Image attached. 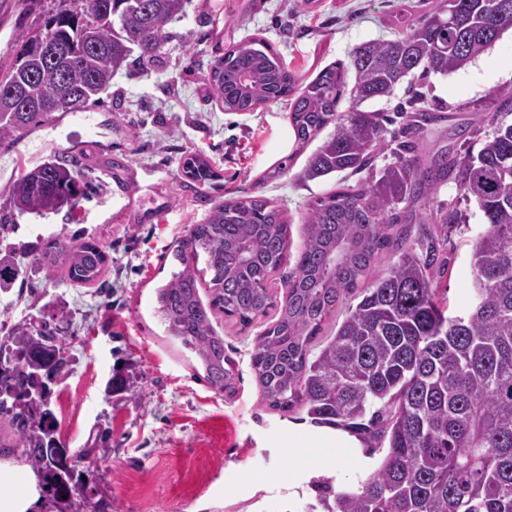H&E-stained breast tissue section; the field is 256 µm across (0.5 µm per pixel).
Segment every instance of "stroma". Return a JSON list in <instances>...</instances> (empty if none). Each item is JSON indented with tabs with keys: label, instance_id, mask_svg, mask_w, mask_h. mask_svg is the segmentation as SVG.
Returning a JSON list of instances; mask_svg holds the SVG:
<instances>
[{
	"label": "stroma",
	"instance_id": "1",
	"mask_svg": "<svg viewBox=\"0 0 512 512\" xmlns=\"http://www.w3.org/2000/svg\"><path fill=\"white\" fill-rule=\"evenodd\" d=\"M437 0H188L185 15L167 29L172 41L149 74L139 65L117 74L87 107V121L54 118L14 148L0 149V210L19 171L73 151L92 181L74 209L17 216L1 242L16 251L21 274L0 293V337L17 325L62 326L68 366L51 408L58 435L80 468L89 470L109 512H312L317 473L289 456L288 435L329 428L305 411L270 409L261 399L252 355L279 315L275 301L249 327L224 315L212 319L235 361L233 392H218L197 375L195 360L168 338L153 312L156 287L173 269V253L192 225L217 203L260 195L284 211L293 247L303 241L308 203L336 189L341 175L305 181L301 173L322 145H298L289 107L278 101L253 112H227L208 82L223 50L256 38L267 41L307 84L325 66L348 62L361 43L392 39L432 11ZM51 0H0V58L17 51L13 30L38 24ZM438 115L417 141L428 163L443 148L478 153L498 99L512 96V27L464 68L449 75L415 71L391 97L363 110L395 112L415 96ZM203 154L218 172L206 197L183 173ZM280 177L271 172L279 164ZM461 203L464 232L448 234L452 308L471 300V244L487 224L475 204ZM99 245L108 264L98 284L76 286L63 271L53 277L33 266V253L54 239ZM129 389L108 391L115 370Z\"/></svg>",
	"mask_w": 512,
	"mask_h": 512
}]
</instances>
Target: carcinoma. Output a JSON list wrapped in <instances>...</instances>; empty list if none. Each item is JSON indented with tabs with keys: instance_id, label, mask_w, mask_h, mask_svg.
Segmentation results:
<instances>
[{
	"instance_id": "obj_1",
	"label": "carcinoma",
	"mask_w": 512,
	"mask_h": 512,
	"mask_svg": "<svg viewBox=\"0 0 512 512\" xmlns=\"http://www.w3.org/2000/svg\"><path fill=\"white\" fill-rule=\"evenodd\" d=\"M40 24L18 36L15 61L0 66V145H10L57 112H78L112 86L132 52L146 66L172 40L166 26L186 0H56ZM499 0H438L410 32L356 47L354 100L388 98L414 70L456 72L512 26L498 15ZM61 48L48 56L43 45ZM345 67L323 69L304 87L267 43L224 51L209 81L226 112H254L278 101L289 105L295 140L304 145L328 125L334 132L310 157L302 179L368 171L308 204L304 239L294 267L282 272L285 297L252 356L264 403L288 412L306 410L330 424L388 442L380 467L360 487L336 489L333 479L312 481L320 512H512V97L499 101L477 155L443 152L424 165L412 155L427 112H401L399 136L386 138L389 116L352 107L337 112ZM68 102L64 110L54 98ZM389 148L395 161L374 169L373 153ZM196 185L215 177L200 156L185 162ZM477 205L488 225L472 245L473 298L449 311L440 294L448 259L437 241L464 223L450 203L413 214L445 183ZM82 191L75 166L62 158L24 169L10 187L11 212L0 233L14 228V213L44 214L75 208ZM420 227L411 234L408 225ZM283 212L260 196L212 206L175 250L182 269L157 289V314L170 336L195 354L204 379L232 391L230 357L211 317L222 314L248 326L274 307L269 279L290 256ZM397 254L385 276L370 280L376 258ZM108 257L95 243L52 242L33 263L52 274L62 268L74 284L93 285ZM20 271L0 251V291ZM206 283L209 307L199 297ZM350 305L324 336L338 304ZM66 366L55 340L25 326L0 338V433L5 450L28 462L49 512H80L89 480L57 436L50 408L53 385Z\"/></svg>"
}]
</instances>
